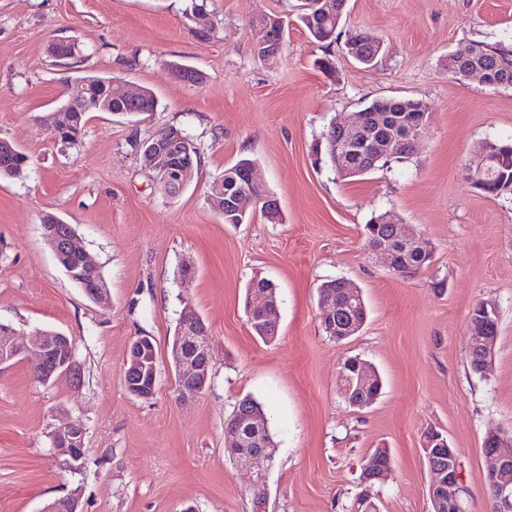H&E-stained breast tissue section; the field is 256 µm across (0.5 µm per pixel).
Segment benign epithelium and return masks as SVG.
<instances>
[{"mask_svg": "<svg viewBox=\"0 0 512 512\" xmlns=\"http://www.w3.org/2000/svg\"><path fill=\"white\" fill-rule=\"evenodd\" d=\"M347 0H316L312 4L314 14H327L339 19L344 14ZM88 96L83 94L70 101L62 110V116L53 119V127L57 138H62L79 117ZM385 114L377 112H357L349 120L335 123L336 137L331 139V148L336 157V169L344 174L351 172L350 152L359 150L370 159L383 157H400L414 152L416 145L428 134L430 121L427 110L418 109L404 121V128L392 132L389 136L375 139L370 136V129L383 121ZM169 137L165 136L154 141H147L143 149L144 158H154L168 151ZM489 147L482 143L473 154V158L465 164L466 177L471 183L482 181L480 176ZM194 168L192 156L177 155L162 170L159 181L164 186H175L183 189ZM210 205L219 212L228 208L237 212H245L252 207L276 210L279 203L270 197L259 195L255 190L243 189L230 200L221 202L219 199L208 198ZM384 222L393 225L396 239L413 249L429 250L430 243L422 236L407 230L406 225L395 222L391 217ZM44 238L49 242L51 250L58 261L65 266L69 278L78 283L86 295L94 301L102 300L106 295L104 281L97 277L98 265L78 245L72 227L54 215H46L42 219ZM277 308L268 305L266 292L252 288L248 294V315L257 312L271 325L278 324ZM337 306L334 295H324L320 299V319L322 326L329 332L336 331L334 318ZM499 322L498 307L488 301L478 302L470 315V337L468 346L480 352L479 372L486 376L490 373L494 359L498 333L493 326ZM18 333L8 326H0V365H5L17 357L24 355L31 359L37 378L45 380L53 373L61 370L65 374L79 375L76 359V348L73 341L60 332L35 330L22 343L17 341ZM170 352L180 377V389L184 393L199 394L208 386L211 348L208 328L191 303H186L177 322L172 340L168 342ZM153 349V342L148 336L135 340L123 368L125 385L128 392L139 398H149L154 393L157 382V364L147 358ZM249 426L247 419L241 417L235 423L224 425V446L231 451L230 459L237 462H248L255 465L252 475V487L259 489V497L255 499V512H267L264 489L266 475L273 455L261 449L241 447L244 442L243 428ZM84 428L77 425H66L56 430L52 436V447L59 456L71 462L82 458L84 448ZM484 458L486 461L485 482L499 495L505 494V480L512 469V437L499 433H491L485 439ZM448 451V469L441 470L428 465L431 480L428 487L429 500L435 512H464L463 486L461 481L460 458L457 449L449 446L447 439L438 431H430L424 436L423 452L427 458ZM392 468L381 463V454H370L362 465L361 486L365 490L357 497L355 512H372V489L368 485L385 481Z\"/></svg>", "mask_w": 512, "mask_h": 512, "instance_id": "obj_1", "label": "benign epithelium"}]
</instances>
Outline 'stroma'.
Here are the masks:
<instances>
[{"instance_id": "obj_1", "label": "stroma", "mask_w": 512, "mask_h": 512, "mask_svg": "<svg viewBox=\"0 0 512 512\" xmlns=\"http://www.w3.org/2000/svg\"><path fill=\"white\" fill-rule=\"evenodd\" d=\"M300 2L207 0L214 27L203 38L189 0H0V140L31 158L23 175L0 177V324L64 333L82 367L77 386L65 376L40 383L26 358L0 367V512H43L71 493L82 512H255L250 467L224 454V422L246 395L262 404L275 442L268 512H344L377 448L392 459L380 512H431L430 429L460 454L465 512H492L483 442L492 431L512 436V201L481 195L462 167L478 142L512 137V86L457 80L446 65L459 44L511 39L512 0H348L342 32L369 31L383 53L366 67L333 45L332 77L316 65L327 51L294 22ZM269 16L292 21L270 65L253 52L255 22ZM62 40L75 58L53 56ZM175 64L201 71L203 83L175 79ZM87 75L145 87L157 108L87 113L78 142H62L44 119ZM384 96L431 114L410 160L346 180L314 165L331 121ZM171 125L201 156L175 197L135 148ZM246 157L278 199L279 222L228 224L208 204L210 183ZM385 211L432 246L414 278L367 250L365 226ZM47 214L74 228L107 283V305L57 262ZM255 277L278 291L280 330L268 343L244 312ZM335 278L359 288L368 308L342 343L325 335L318 308L319 286ZM482 300L501 319L494 368L477 376L466 350ZM187 301L211 342V384L197 395L179 393L167 348ZM144 335L159 368L147 399L131 396L123 376ZM354 355L383 380L362 410L336 385L340 361ZM68 422L85 430L75 466L50 442Z\"/></svg>"}]
</instances>
